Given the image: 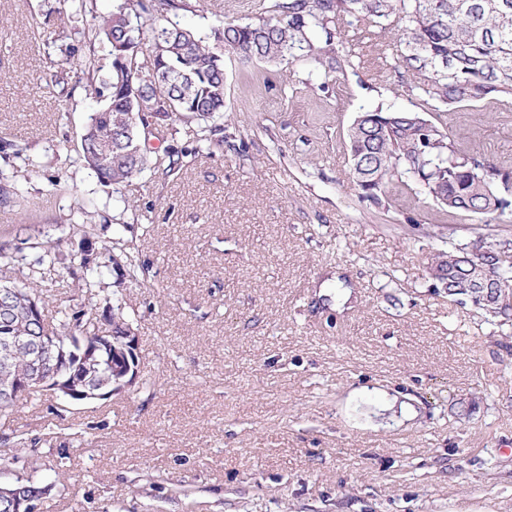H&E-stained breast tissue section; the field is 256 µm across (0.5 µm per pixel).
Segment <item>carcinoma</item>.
<instances>
[{"label": "carcinoma", "instance_id": "cac0c4a2", "mask_svg": "<svg viewBox=\"0 0 512 512\" xmlns=\"http://www.w3.org/2000/svg\"><path fill=\"white\" fill-rule=\"evenodd\" d=\"M182 8L177 0H115L112 10L81 31L94 50L79 63L86 87L99 106L83 128L80 161L106 183L128 184L147 168L148 138H159L188 114L208 122L224 113V59L193 28L167 18ZM365 23L382 32L405 24L404 51L396 92L418 100V109L377 107L358 114L346 134L349 175L361 197L383 202L388 185L407 177L448 213L490 219L512 206L503 192L512 190V171L500 162L470 153L428 112L458 105L512 100V0H274L257 23L223 24L224 47L238 60L270 65L309 57L328 62L335 73L358 64L341 25ZM149 44L152 62L140 61ZM76 258L88 288L108 269L117 277L138 279L144 272L133 256L121 264L82 239ZM430 272L448 295L493 292L512 287V237L479 234L467 243L448 240V249L432 255ZM21 298L0 307V336H26L34 346L47 336L69 349L67 366L83 367L92 354L91 380L112 376V348L125 342L129 322L121 305L105 317V334H85L86 309L56 311L58 326L47 324L45 301L37 284L19 286ZM485 320L499 329L512 326V306L483 304ZM29 357L20 351L10 366L0 365V386L27 374ZM0 464L37 470L14 448H0ZM14 498H0V512H13L15 500L37 504L49 491L39 480L14 484Z\"/></svg>", "mask_w": 512, "mask_h": 512}]
</instances>
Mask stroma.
<instances>
[{
    "label": "stroma",
    "mask_w": 512,
    "mask_h": 512,
    "mask_svg": "<svg viewBox=\"0 0 512 512\" xmlns=\"http://www.w3.org/2000/svg\"><path fill=\"white\" fill-rule=\"evenodd\" d=\"M184 2L177 21L224 55L220 129L173 122L144 175L116 186L77 154L97 107L77 78L80 31L112 0L75 22L61 0H0V141L25 149L0 157V185L18 190L0 208V283L36 277L51 315L118 297L141 358L109 398L44 396L0 418L42 464L39 512H512V328L428 268L485 221L400 184L378 206L348 181L357 114L416 105L394 90L402 27L364 32L361 65L339 76L225 52L221 22L257 21L264 0ZM441 119L512 166V109ZM74 213L144 276L79 288Z\"/></svg>",
    "instance_id": "stroma-1"
}]
</instances>
